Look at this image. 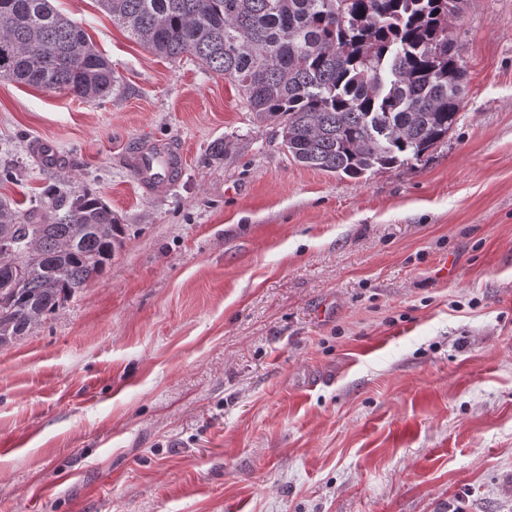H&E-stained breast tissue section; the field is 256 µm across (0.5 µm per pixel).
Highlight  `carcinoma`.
<instances>
[{"label":"carcinoma","instance_id":"obj_1","mask_svg":"<svg viewBox=\"0 0 512 512\" xmlns=\"http://www.w3.org/2000/svg\"><path fill=\"white\" fill-rule=\"evenodd\" d=\"M166 58L224 75L293 161L360 178L418 160L459 120L466 69L451 22L462 0H97ZM87 101L118 77L51 0H0V81ZM125 228L91 194L54 221L0 198V346L101 277Z\"/></svg>","mask_w":512,"mask_h":512}]
</instances>
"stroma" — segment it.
<instances>
[{"label":"stroma","instance_id":"1","mask_svg":"<svg viewBox=\"0 0 512 512\" xmlns=\"http://www.w3.org/2000/svg\"><path fill=\"white\" fill-rule=\"evenodd\" d=\"M55 5L119 86L0 82V197L89 192L127 235L0 347V512H512V0L462 4L447 140L359 179L95 0ZM146 136L182 159L154 194L124 161Z\"/></svg>","mask_w":512,"mask_h":512}]
</instances>
